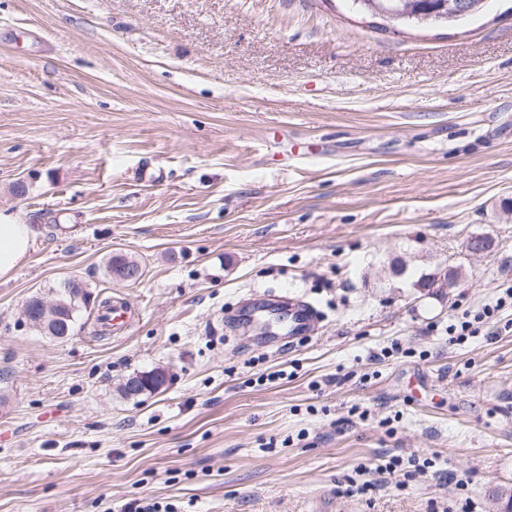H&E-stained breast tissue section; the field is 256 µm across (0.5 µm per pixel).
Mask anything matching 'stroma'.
Wrapping results in <instances>:
<instances>
[{
    "instance_id": "stroma-1",
    "label": "stroma",
    "mask_w": 512,
    "mask_h": 512,
    "mask_svg": "<svg viewBox=\"0 0 512 512\" xmlns=\"http://www.w3.org/2000/svg\"><path fill=\"white\" fill-rule=\"evenodd\" d=\"M0 211L40 230L0 279V512L512 496V307L448 334L512 289V0L444 28L348 0H0ZM438 267L459 286L415 288ZM69 279L94 302L59 343L22 310ZM267 290L313 301L314 332L234 330ZM107 297L138 315L118 336L94 332ZM388 448L438 475L353 487Z\"/></svg>"
}]
</instances>
